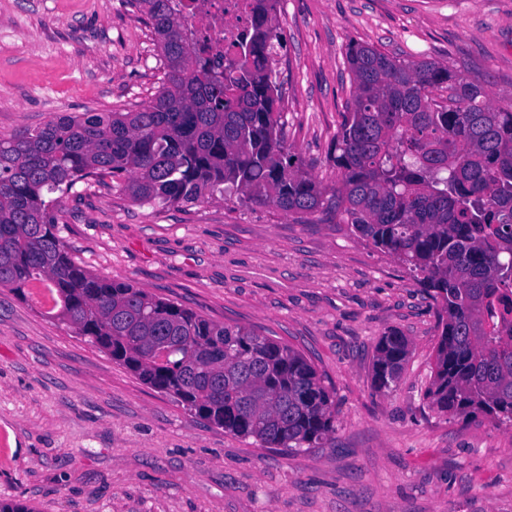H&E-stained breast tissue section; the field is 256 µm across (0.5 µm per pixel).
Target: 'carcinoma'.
Listing matches in <instances>:
<instances>
[{"mask_svg":"<svg viewBox=\"0 0 512 512\" xmlns=\"http://www.w3.org/2000/svg\"><path fill=\"white\" fill-rule=\"evenodd\" d=\"M162 86L126 112L64 114L0 138V288L38 283L57 317L151 388L209 424L267 448H320L336 431L334 393L288 344L219 324L130 282L88 271L60 236L63 196L90 177L123 181L143 204L202 202L235 190L303 219L326 209L419 275L442 311L425 396L452 417L512 427V102L434 62L346 46L352 98L336 133L332 198L285 151L277 0L227 54L194 43L179 0H137ZM448 92V104L433 96ZM409 351L376 346L372 383H396Z\"/></svg>","mask_w":512,"mask_h":512,"instance_id":"carcinoma-1","label":"carcinoma"}]
</instances>
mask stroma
I'll return each instance as SVG.
<instances>
[{"mask_svg": "<svg viewBox=\"0 0 512 512\" xmlns=\"http://www.w3.org/2000/svg\"><path fill=\"white\" fill-rule=\"evenodd\" d=\"M285 145L323 187L351 101L348 43L427 60L512 101V0H279ZM162 73L131 0H0V138L63 113L149 102ZM87 270L302 353L336 397V432L294 454L211 426L38 305L0 288V502L35 512H512V427L425 398L440 308L346 223L304 224L237 194L148 205L115 182L62 200ZM410 351L386 393L378 339Z\"/></svg>", "mask_w": 512, "mask_h": 512, "instance_id": "stroma-1", "label": "stroma"}]
</instances>
